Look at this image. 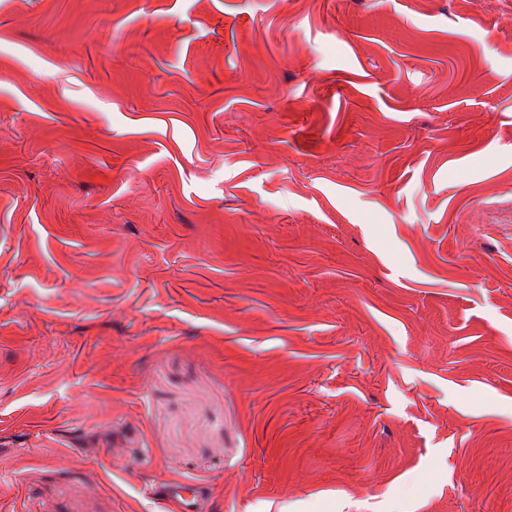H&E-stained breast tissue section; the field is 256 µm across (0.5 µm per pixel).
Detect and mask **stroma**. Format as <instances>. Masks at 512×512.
<instances>
[{
  "label": "stroma",
  "mask_w": 512,
  "mask_h": 512,
  "mask_svg": "<svg viewBox=\"0 0 512 512\" xmlns=\"http://www.w3.org/2000/svg\"><path fill=\"white\" fill-rule=\"evenodd\" d=\"M0 512H512V0H0ZM151 493L165 502L175 503L177 509L173 512H203L199 507L197 492L185 483L151 488Z\"/></svg>",
  "instance_id": "obj_1"
}]
</instances>
